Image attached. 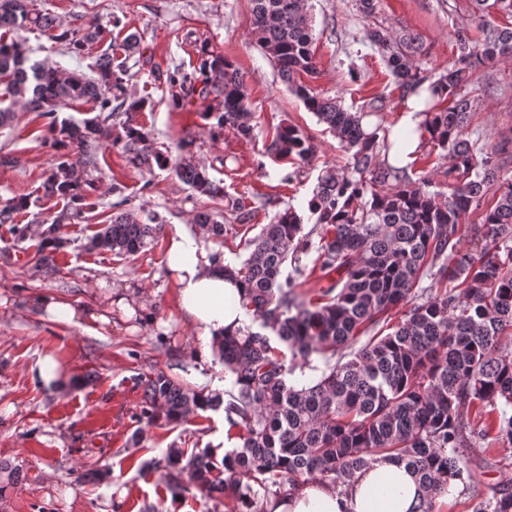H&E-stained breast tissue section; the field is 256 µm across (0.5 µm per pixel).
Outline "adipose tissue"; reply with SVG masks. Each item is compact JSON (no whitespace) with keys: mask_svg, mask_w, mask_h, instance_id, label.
Instances as JSON below:
<instances>
[{"mask_svg":"<svg viewBox=\"0 0 512 512\" xmlns=\"http://www.w3.org/2000/svg\"><path fill=\"white\" fill-rule=\"evenodd\" d=\"M168 269L178 285L179 306L204 339L237 329L244 319L242 290L224 271L205 234L171 236ZM422 487L404 463L383 456L341 485L314 477L286 499L271 501L268 512H415Z\"/></svg>","mask_w":512,"mask_h":512,"instance_id":"ef3b65f1","label":"adipose tissue"}]
</instances>
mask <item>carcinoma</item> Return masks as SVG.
<instances>
[{"label":"carcinoma","mask_w":512,"mask_h":512,"mask_svg":"<svg viewBox=\"0 0 512 512\" xmlns=\"http://www.w3.org/2000/svg\"><path fill=\"white\" fill-rule=\"evenodd\" d=\"M471 2L479 38L458 29L457 58L436 79L420 66L417 36H395L381 26L365 34L402 97L424 94L422 120L398 143L415 135L417 149L444 151L445 197L431 190L432 174L415 179L407 167L391 164L394 142L379 128L365 127L366 118L387 111L388 97L374 96L353 111L311 85L319 68L307 0H252L255 42L289 90L336 133L349 158L340 173L323 170L307 202L314 217L308 233L290 207L261 225L240 265H224V273L241 284L240 304L251 318L214 341L233 391L206 394L162 371L142 382L137 418L160 415L179 423L200 411L221 410L240 441L221 457L212 448L190 455L169 449L164 479L173 492L193 485L231 502V512H267L270 500L287 497L306 480L318 476L343 484L381 455L418 476L425 495L417 512H435L436 497L450 480L472 488V512H512V482L482 489L466 454L493 430L496 440L512 445V352L500 347L502 333L512 330V138L480 148L468 132L470 94L495 89L477 74L512 58V27L493 17L497 11L512 14V0ZM31 28L51 32L76 57L102 41L105 29L65 28L34 8V0H0V128L11 125L18 105L48 119L45 141L54 159L42 188L46 197L63 201L40 231L50 249L41 262L52 266L54 253L70 245L63 227L83 223L92 207L99 155L120 146L135 167L151 165L141 149L147 134L132 120L124 123L123 139L112 138V121L144 111L147 101L130 93L124 62L113 54L96 56L91 76L31 60L22 36ZM163 83L172 108L199 102L212 131L251 139L248 87L224 56L204 48L197 67L170 69ZM75 101L94 103L99 115L80 123L59 119ZM316 151L291 124L279 127L267 146L271 155L303 163ZM155 162L173 164L195 193L223 192L190 141L177 145L176 157L157 155ZM30 206L27 197L0 205V225H8L15 239L28 235L29 225L18 216ZM226 211L243 226L258 207L229 198ZM194 221L216 239L227 233L210 212L196 213ZM163 228L156 212L121 211L88 248L135 256ZM313 250L312 263L304 262ZM316 271L325 285L313 295L298 291L300 279ZM400 307V321L383 333L379 326ZM317 358L323 366L314 364ZM298 369L319 376L301 384L293 380ZM21 483L20 469L0 460V492Z\"/></svg>","instance_id":"cac0c4a2"}]
</instances>
